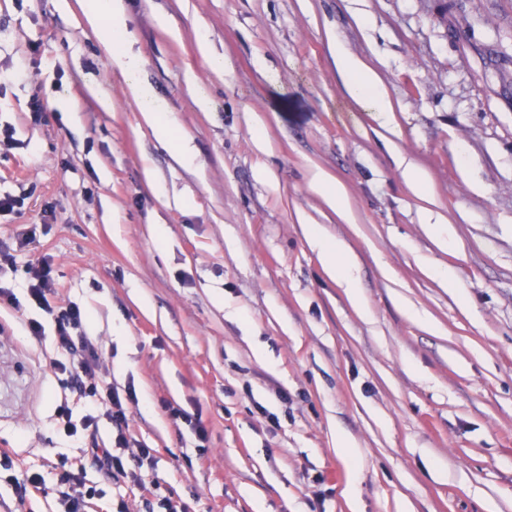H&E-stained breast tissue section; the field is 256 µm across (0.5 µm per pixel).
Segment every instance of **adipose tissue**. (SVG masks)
<instances>
[{
	"label": "adipose tissue",
	"mask_w": 512,
	"mask_h": 512,
	"mask_svg": "<svg viewBox=\"0 0 512 512\" xmlns=\"http://www.w3.org/2000/svg\"><path fill=\"white\" fill-rule=\"evenodd\" d=\"M80 5L89 26L111 48L112 65L123 75L145 122L159 140L169 141L175 124L167 105L145 79L138 55L125 46L128 36L125 0H81ZM334 52L338 68L349 79L353 99L369 106L372 111L389 114L392 105L380 86L378 75L361 59L351 55L344 45H335ZM308 239L321 255L330 276L345 288L352 301H359L360 285L351 275L347 253L329 242L317 227L309 228Z\"/></svg>",
	"instance_id": "1"
}]
</instances>
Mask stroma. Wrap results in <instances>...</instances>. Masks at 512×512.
Listing matches in <instances>:
<instances>
[{"mask_svg":"<svg viewBox=\"0 0 512 512\" xmlns=\"http://www.w3.org/2000/svg\"><path fill=\"white\" fill-rule=\"evenodd\" d=\"M127 7L192 164L154 137L78 0H0V193L24 199L0 215L20 267L0 285L24 297L22 265L52 266V302L85 310L155 456L138 486L87 468L98 512L165 496L187 512H512V0ZM336 41L377 73L390 123L350 98ZM317 169L350 219L311 190ZM312 224L346 250L359 302ZM53 349L41 310L0 313V448L48 487L28 512H57L58 467L82 455L54 424ZM308 239L321 255L330 276L346 289L352 301L359 302L360 285L351 275L347 253L336 243L329 242L314 225L308 229Z\"/></svg>","mask_w":512,"mask_h":512,"instance_id":"35a3bbf8","label":"stroma"}]
</instances>
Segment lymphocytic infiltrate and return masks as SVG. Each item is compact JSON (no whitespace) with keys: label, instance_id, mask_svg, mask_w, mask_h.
<instances>
[{"label":"lymphocytic infiltrate","instance_id":"f902f5d3","mask_svg":"<svg viewBox=\"0 0 512 512\" xmlns=\"http://www.w3.org/2000/svg\"><path fill=\"white\" fill-rule=\"evenodd\" d=\"M27 293L18 299L8 288L0 287V307L19 308L29 302L43 311L55 330L56 352L50 365L61 374V385L71 395L70 400L85 401L88 412L80 421H73L70 400L61 401L56 409L59 428L67 436L80 437L99 472L107 478L122 476L134 484H141L140 467L152 461L149 448L132 446L130 439V407L137 404L135 390L119 391L109 378L98 341L84 331L85 311L75 302L63 305L49 300L55 288L51 266L27 264L25 267ZM107 421L112 429L109 438L99 434L100 421ZM59 512H95L96 491L86 486L81 474L74 468L64 469L57 479Z\"/></svg>","mask_w":512,"mask_h":512}]
</instances>
